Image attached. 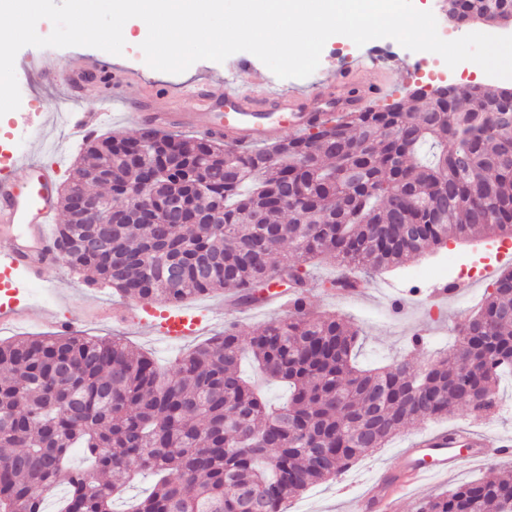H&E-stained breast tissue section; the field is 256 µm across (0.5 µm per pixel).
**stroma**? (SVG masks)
<instances>
[{
    "instance_id": "obj_1",
    "label": "stroma",
    "mask_w": 512,
    "mask_h": 512,
    "mask_svg": "<svg viewBox=\"0 0 512 512\" xmlns=\"http://www.w3.org/2000/svg\"><path fill=\"white\" fill-rule=\"evenodd\" d=\"M379 53L385 59L403 61L405 70L372 72L355 69L356 61ZM86 57L103 60L110 69L134 73L140 87L155 89L189 87L206 79L220 78L230 74L237 62L233 55L221 63L200 60L183 73L171 74L149 67L143 52L129 45L119 55L82 46L24 47L15 59L21 105L5 116L10 133L16 140L15 155L31 156L46 165L58 163L66 170L79 160L85 148L84 139L72 136L49 119L52 100L63 97L65 91L61 84L46 82L43 74L53 70L61 60ZM335 74L344 75L346 83L351 85L367 81L388 85V92L373 100L374 105L380 107L407 100L409 92L414 89L446 83L462 89L472 85L498 90L512 89V79L488 76L475 63L463 62L451 68L438 54H419L403 48L390 38L374 39L360 47L344 37L329 38L315 73L301 79L300 84L306 87L318 79ZM499 247V242L491 240L467 243L451 240L435 254L417 257L402 267L375 275L365 298L353 299L344 292L327 294L317 287L309 289L308 308L316 313L342 315L359 327L357 355L361 365H384L400 356L415 364L423 363L437 358L454 342L458 329L481 304L491 284L490 278H477L471 287L462 289L458 296L449 298L447 302L427 301L429 289L444 281L441 269L451 258L466 265L482 257L494 258ZM46 277L57 282L56 292L30 287L29 297L34 306L31 324L13 330L0 329V341L23 336L55 335L56 319L69 316L75 319L76 330L98 338L123 337L133 347L149 353L162 368L168 367L176 357L188 350V343L176 345L152 336L137 335L117 323L112 312L114 306L122 304L123 299L112 288L87 284L83 274L64 265L47 271ZM391 287L400 289L407 300L405 315L395 316L387 309L384 295ZM187 305L212 315V329L216 332L233 323L241 333L248 334L271 318L267 312L245 315L225 313L224 294L220 291L188 299ZM418 331L423 332L424 340L417 347L411 339ZM463 425L481 432L512 437V377L503 376L498 389V406L491 416H480L462 408L440 421L425 419L412 423L402 428L385 448L355 462L341 478L311 486L297 496L295 502L302 512H351L352 497L367 491L368 481L376 470L384 466H400L401 448L410 445L428 430ZM488 472L489 464L485 461L463 464L448 476L412 489L397 512H414L420 500L483 478Z\"/></svg>"
}]
</instances>
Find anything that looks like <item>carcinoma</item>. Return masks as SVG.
I'll list each match as a JSON object with an SVG mask.
<instances>
[{
  "label": "carcinoma",
  "mask_w": 512,
  "mask_h": 512,
  "mask_svg": "<svg viewBox=\"0 0 512 512\" xmlns=\"http://www.w3.org/2000/svg\"><path fill=\"white\" fill-rule=\"evenodd\" d=\"M463 22L512 19V0H448ZM470 106L414 96L341 112L294 137L239 151L153 128L86 144L62 195L55 240L63 264L122 297L177 305L218 289L261 287L280 274L304 287L302 263L331 255L350 275L372 274L476 236L512 238V90L473 86ZM163 175L149 182L142 165ZM208 193L190 194L196 167ZM187 197L195 223L122 224L130 194ZM112 209L111 253L88 243L71 198ZM359 330L337 314L278 316L243 336L229 325L162 369L120 338L79 334L0 341V512H112L111 475L154 477L132 512H284L312 485L335 480L411 420L460 407L491 413L512 375V269L447 355L416 368L404 358L355 364ZM250 355L270 403L243 378ZM81 448L88 465H68ZM426 498L415 512H512V471Z\"/></svg>",
  "instance_id": "cac0c4a2"
}]
</instances>
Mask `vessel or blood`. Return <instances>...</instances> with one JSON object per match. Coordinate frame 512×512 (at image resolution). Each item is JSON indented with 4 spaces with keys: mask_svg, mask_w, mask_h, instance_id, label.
<instances>
[{
    "mask_svg": "<svg viewBox=\"0 0 512 512\" xmlns=\"http://www.w3.org/2000/svg\"><path fill=\"white\" fill-rule=\"evenodd\" d=\"M69 72L72 95L96 85L103 93L119 96L134 123L159 130L188 128L205 137L224 140L232 147H244L278 137L283 127L303 129L324 120L332 112L361 109L368 98L384 94L385 86H368L365 93L345 96L324 95L308 88L282 89L257 80L251 91H243L239 75L251 71L248 59H240L233 75L199 84L192 92L197 103L193 112H163L146 96L127 94L128 80L109 76L97 58L79 63L60 61ZM60 119L70 132L87 136L103 123L101 112H66ZM60 166L43 167L35 161H11L0 174V232L13 243L0 250V322L25 321L30 306L25 290L39 282L42 268L59 264L52 247L51 226L58 211L57 187ZM200 316L180 308L160 315L158 332L177 341L195 334ZM512 453V438L489 437L471 430L440 429L416 439L401 453L396 469L378 471L369 483L370 491L354 503L355 512H397L400 494L426 484L433 476L448 475L463 462L484 461Z\"/></svg>",
    "mask_w": 512,
    "mask_h": 512,
    "instance_id": "b4317fda",
    "label": "vessel or blood"
}]
</instances>
